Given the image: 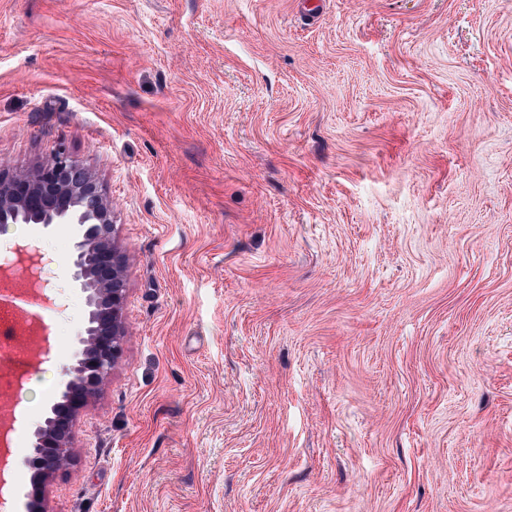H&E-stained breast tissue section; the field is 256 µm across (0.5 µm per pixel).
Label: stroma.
I'll use <instances>...</instances> for the list:
<instances>
[{"instance_id":"1","label":"stroma","mask_w":512,"mask_h":512,"mask_svg":"<svg viewBox=\"0 0 512 512\" xmlns=\"http://www.w3.org/2000/svg\"><path fill=\"white\" fill-rule=\"evenodd\" d=\"M0 0V166L112 200L129 335L48 512H512V0ZM51 254L65 390L87 294Z\"/></svg>"}]
</instances>
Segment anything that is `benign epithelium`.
Returning a JSON list of instances; mask_svg holds the SVG:
<instances>
[{
    "mask_svg": "<svg viewBox=\"0 0 512 512\" xmlns=\"http://www.w3.org/2000/svg\"><path fill=\"white\" fill-rule=\"evenodd\" d=\"M10 224H76V279L89 292L82 357L66 371V410L37 431L44 478L71 460L72 427L122 356L127 329L125 263L113 236L112 199L97 177L66 151L29 168L0 171V228Z\"/></svg>",
    "mask_w": 512,
    "mask_h": 512,
    "instance_id": "benign-epithelium-1",
    "label": "benign epithelium"
}]
</instances>
